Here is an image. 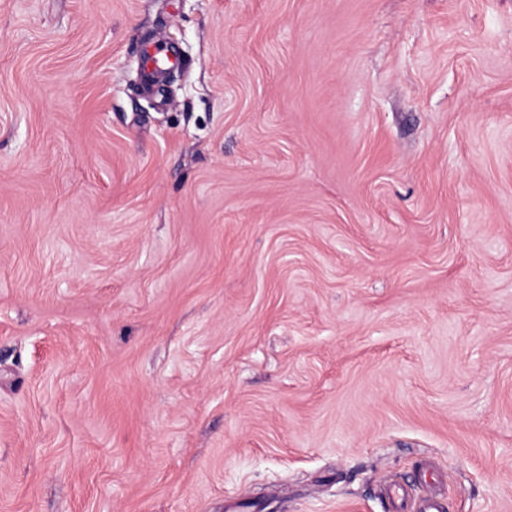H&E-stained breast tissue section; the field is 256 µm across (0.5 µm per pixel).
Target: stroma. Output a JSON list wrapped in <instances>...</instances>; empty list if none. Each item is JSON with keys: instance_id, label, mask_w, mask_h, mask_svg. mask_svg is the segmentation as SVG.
Listing matches in <instances>:
<instances>
[{"instance_id": "1", "label": "stroma", "mask_w": 512, "mask_h": 512, "mask_svg": "<svg viewBox=\"0 0 512 512\" xmlns=\"http://www.w3.org/2000/svg\"><path fill=\"white\" fill-rule=\"evenodd\" d=\"M424 464L512 512V0H0V512ZM142 75L145 86L152 88L158 81V69L177 63L176 51L161 41L147 43L140 50Z\"/></svg>"}]
</instances>
